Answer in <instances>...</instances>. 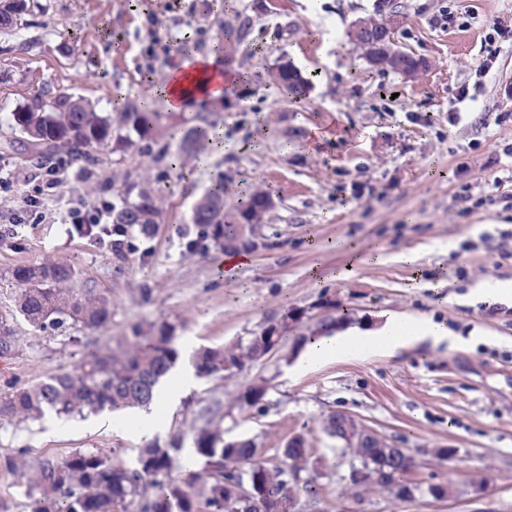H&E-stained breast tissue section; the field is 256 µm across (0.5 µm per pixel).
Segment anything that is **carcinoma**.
<instances>
[{"mask_svg": "<svg viewBox=\"0 0 512 512\" xmlns=\"http://www.w3.org/2000/svg\"><path fill=\"white\" fill-rule=\"evenodd\" d=\"M12 10V3L0 0V31L10 32L23 23L24 14ZM276 80L292 98L302 96L307 82L293 65L277 67ZM162 114L144 106L132 107L114 115L95 111L81 98L63 95L47 111L33 104L13 113L14 129L23 137L25 151L40 157L60 153L83 169L98 164L94 152L112 147L128 150L135 145L130 132L139 140L153 139V131ZM222 124L218 112H209L203 124L185 137L181 151L173 153L164 145L156 158L177 161L181 154L193 151L197 142L209 139V131ZM39 136H32V132ZM271 200L262 192L245 203L224 210V183L218 182L195 206L193 223L218 228L222 249L236 251L246 246L240 224H259ZM159 207L147 191L136 198L121 199L112 206V230L138 226L146 231L155 227ZM16 282L13 308L0 316V359L15 357L21 347L16 328L21 316L32 327L55 332L70 326L106 327L112 321L108 298L90 286L74 287L72 266L44 260L19 266L12 271ZM287 325L263 328L243 345L229 348H205L195 355L194 366L203 377L224 376L250 367L263 359L284 339ZM180 351L170 327L162 325L141 335L125 339L116 348L109 345L84 353L79 371L62 372L35 385L14 389L0 397V421L18 423L40 419L45 412L59 416H81L104 409L113 412L127 408H147L154 390L178 364ZM267 387L250 386L238 396L243 405L264 402ZM217 412L212 407L199 409L190 434H174L168 442L149 443L139 449L136 465L126 468L90 450H78L61 460L29 456V449L0 452V472L5 471L33 491L30 512H281L288 483L303 481L298 489L308 499H317L312 480H302L309 460L299 448L285 443L279 460L269 464L252 439L224 441L215 425ZM190 445L192 457L202 461L199 469L184 470L175 476V462ZM356 454L372 458L364 483H373L388 494L403 499L411 485L413 462L400 454L386 461L377 458L374 448H359Z\"/></svg>", "mask_w": 512, "mask_h": 512, "instance_id": "obj_1", "label": "carcinoma"}]
</instances>
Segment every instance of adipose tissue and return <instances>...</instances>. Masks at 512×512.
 <instances>
[{
  "instance_id": "obj_1",
  "label": "adipose tissue",
  "mask_w": 512,
  "mask_h": 512,
  "mask_svg": "<svg viewBox=\"0 0 512 512\" xmlns=\"http://www.w3.org/2000/svg\"><path fill=\"white\" fill-rule=\"evenodd\" d=\"M219 50L196 55L172 67L158 90L165 106L173 112L189 110L192 102H204L214 108L224 104L219 91L211 90L210 82L217 70ZM449 332L432 316L406 315L387 320L376 328L347 327L318 337L309 343L294 363V373L302 375L319 365L354 355L371 357L392 355L425 341L441 343ZM194 378L193 368L172 369L155 389L151 412L135 413L120 419L111 412H102V420H118L125 432L135 435L152 433L165 420L168 411L189 388Z\"/></svg>"
}]
</instances>
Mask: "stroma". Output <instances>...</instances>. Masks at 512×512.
<instances>
[{"label":"stroma","mask_w":512,"mask_h":512,"mask_svg":"<svg viewBox=\"0 0 512 512\" xmlns=\"http://www.w3.org/2000/svg\"><path fill=\"white\" fill-rule=\"evenodd\" d=\"M380 2L270 0L263 11L258 0H233L224 11L204 0H33L23 26L0 33V311L13 306V269L45 259L70 264L112 303L100 329L40 332L17 321L21 348L0 360V396L75 371L84 352L137 326L173 327L187 365L199 348L243 344L288 323L283 343L250 368L196 378L153 437L82 417L56 430L44 419L0 421V449L48 458L88 449L131 467L149 440L190 431L197 409L216 402L227 437L256 438L268 461L303 435L326 512H512V300L489 305L471 293L483 281H512V0H390L401 15L397 47L428 63L411 79L371 67L347 35L356 20L378 16ZM444 10L453 18L445 29L433 23ZM245 18L249 36L228 51L249 82L224 107L223 149L200 142L174 170L152 147L101 150L88 172L51 156L62 191L44 196L40 223L10 224L43 174L11 146L14 112L63 94L105 113L150 100L164 115L161 142L177 147L202 113L166 111L153 90L183 47L207 53L225 25ZM496 25L504 35L487 41ZM285 60L312 76L305 98L274 83ZM327 123L334 139L309 151L310 126ZM129 179L159 200L151 236L129 229L130 246L117 254L96 236L68 234L69 207L118 202ZM218 180L226 207L256 191L272 201L238 268H222L224 250L192 222ZM401 313L434 316L459 344L424 342L290 375L303 337L321 335L326 318L376 327ZM261 381L264 407L240 404ZM338 411L412 452L413 480L448 485L450 496L341 497L348 461L322 429ZM439 448L451 462L436 459Z\"/></svg>","instance_id":"1"}]
</instances>
